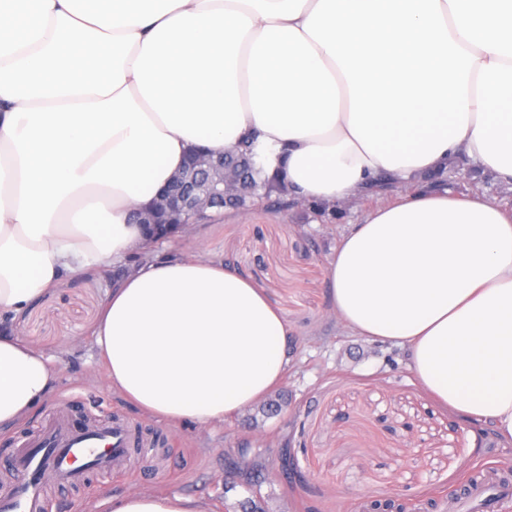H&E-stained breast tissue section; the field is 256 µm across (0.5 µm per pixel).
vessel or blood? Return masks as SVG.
<instances>
[{
    "mask_svg": "<svg viewBox=\"0 0 512 512\" xmlns=\"http://www.w3.org/2000/svg\"><path fill=\"white\" fill-rule=\"evenodd\" d=\"M144 444L130 428L121 424H97L74 428L61 422L47 429L34 443L7 459L0 468L14 473L6 494L0 495V512H47L49 500L41 481L52 472L75 484L91 474L118 472L122 462ZM512 504V485L474 480L468 482L457 504L458 512H496L498 506Z\"/></svg>",
    "mask_w": 512,
    "mask_h": 512,
    "instance_id": "b4317fda",
    "label": "vessel or blood"
}]
</instances>
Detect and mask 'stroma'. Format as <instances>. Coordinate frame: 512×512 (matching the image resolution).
<instances>
[{
  "label": "stroma",
  "mask_w": 512,
  "mask_h": 512,
  "mask_svg": "<svg viewBox=\"0 0 512 512\" xmlns=\"http://www.w3.org/2000/svg\"><path fill=\"white\" fill-rule=\"evenodd\" d=\"M420 184L458 197L480 194L512 212V190L465 158ZM399 197L389 184L319 213L304 203L277 212H215L193 236L160 244L164 256L194 252L231 264L267 295L292 333L282 384L265 402L205 429L170 428L92 382L104 371L92 331L112 274L93 269L51 289L14 327L58 360L60 389L24 425L0 433V454L63 419L76 426L118 421L147 437H170L158 464L133 456L121 473L78 487L50 478V512L139 489L200 497L211 512H242L248 500L260 512H360L375 500L406 504L407 512H449L466 480L502 478L512 469L511 445L500 444L489 426L464 427L437 406L398 346L352 335L329 312L326 269L340 233Z\"/></svg>",
  "instance_id": "stroma-1"
}]
</instances>
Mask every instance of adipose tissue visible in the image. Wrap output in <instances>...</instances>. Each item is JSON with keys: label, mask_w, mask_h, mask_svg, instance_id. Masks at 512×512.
Instances as JSON below:
<instances>
[{"label": "adipose tissue", "mask_w": 512, "mask_h": 512, "mask_svg": "<svg viewBox=\"0 0 512 512\" xmlns=\"http://www.w3.org/2000/svg\"><path fill=\"white\" fill-rule=\"evenodd\" d=\"M248 139L300 200L406 183L341 232L331 308L512 443V218L416 185L463 156L512 186V0H0V432L60 379L16 317L100 265L120 271L93 331L104 383L140 414L208 426L282 382L266 295L158 256L139 222L190 151ZM85 512L209 507L140 490Z\"/></svg>", "instance_id": "adipose-tissue-1"}]
</instances>
